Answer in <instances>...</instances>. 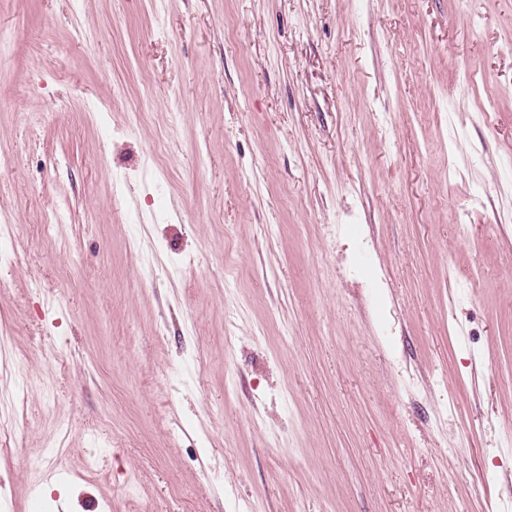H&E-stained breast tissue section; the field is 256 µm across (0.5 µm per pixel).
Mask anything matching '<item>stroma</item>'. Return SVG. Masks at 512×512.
Listing matches in <instances>:
<instances>
[{
  "label": "stroma",
  "mask_w": 512,
  "mask_h": 512,
  "mask_svg": "<svg viewBox=\"0 0 512 512\" xmlns=\"http://www.w3.org/2000/svg\"><path fill=\"white\" fill-rule=\"evenodd\" d=\"M0 37V512H512V0Z\"/></svg>",
  "instance_id": "obj_1"
}]
</instances>
